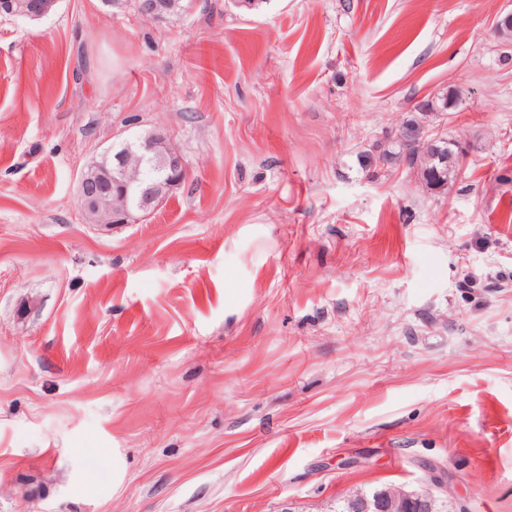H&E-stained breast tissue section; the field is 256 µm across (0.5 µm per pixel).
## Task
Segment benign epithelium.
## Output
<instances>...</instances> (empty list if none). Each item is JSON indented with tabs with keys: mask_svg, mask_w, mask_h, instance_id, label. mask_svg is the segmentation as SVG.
Segmentation results:
<instances>
[{
	"mask_svg": "<svg viewBox=\"0 0 512 512\" xmlns=\"http://www.w3.org/2000/svg\"><path fill=\"white\" fill-rule=\"evenodd\" d=\"M58 0H0V13L30 19L51 11ZM176 0H137L136 10L146 20L168 17ZM404 142L416 155L447 162L434 139L427 140L406 129ZM188 166L181 151L166 134L154 131L124 141L122 149H106L82 173L78 198L90 224L104 227L132 224L152 214L187 178ZM431 488L421 492L401 486L373 496L355 488L344 496L349 512H447L448 485L435 474Z\"/></svg>",
	"mask_w": 512,
	"mask_h": 512,
	"instance_id": "benign-epithelium-1",
	"label": "benign epithelium"
}]
</instances>
